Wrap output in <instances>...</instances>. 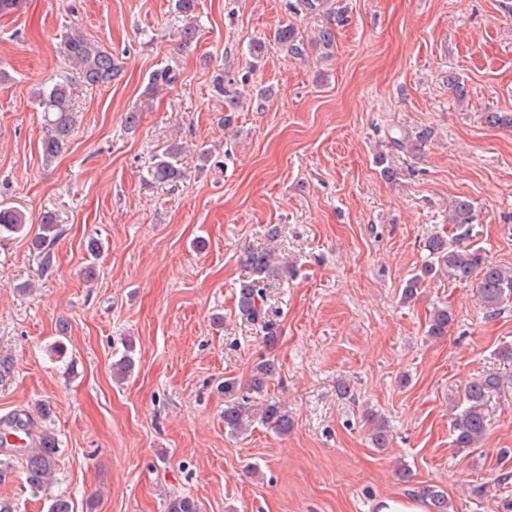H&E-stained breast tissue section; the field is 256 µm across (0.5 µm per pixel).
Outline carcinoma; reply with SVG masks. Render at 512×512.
Returning a JSON list of instances; mask_svg holds the SVG:
<instances>
[{
	"label": "carcinoma",
	"mask_w": 512,
	"mask_h": 512,
	"mask_svg": "<svg viewBox=\"0 0 512 512\" xmlns=\"http://www.w3.org/2000/svg\"><path fill=\"white\" fill-rule=\"evenodd\" d=\"M196 0H175V10L181 17L180 36L189 42L196 31ZM295 11L310 14H324L328 22L318 33L316 45L322 57L329 58L335 53V27L345 20L344 12L331 8L330 0H297ZM276 42L289 57L302 59L308 48L304 38L294 24L280 26L273 34ZM62 53L72 64L75 75L64 76L47 87H41L35 93V99L44 112L45 134L41 140V151L45 161L57 157L71 141L75 129V112L73 110V92L75 84L80 82L88 87L109 85L120 74V67L112 58V52L103 44L88 38L78 30H73L62 40ZM177 80V74L170 68H163L153 73L152 89L169 86ZM217 91L224 96V123H231L229 113L241 105L240 92L222 82L217 83ZM432 137V131L423 128L414 134L405 131L400 136L391 138L393 144L408 153H417ZM182 148L176 144L169 146L154 164L147 170L144 180L157 188L171 189L185 179L182 166ZM379 174L386 180H394L399 175L393 160L387 154L375 157ZM474 206L467 198H459L452 205L449 223L454 234L446 237L442 234L431 235L425 247L427 260L420 272L405 282L404 299L415 297L418 288L426 280L436 275L446 274L458 283L475 282L478 298L484 309L494 315L505 301L512 298V267L494 264L488 261L481 250L473 249L465 242L472 237L474 230ZM29 232L25 215L13 207H0V236L7 234H26ZM62 229L51 212L42 215L38 230L32 237L33 245L42 254V267L48 269L52 252ZM244 265L250 268L251 276L240 284L238 308L242 316L261 326L266 341L273 344L277 340V331L267 316V289L269 281L288 272V266L273 267L266 252L249 251L244 256ZM454 323L453 310L446 304L436 306L427 320V334L433 338L448 335ZM122 350L119 357L112 360V379L116 382L126 380L136 366V347L132 338L121 339ZM275 373L274 362L266 360L253 369L250 389L262 393L270 378ZM504 379L497 373H482L471 377L463 389L464 407L455 414L451 422L453 443L457 448H474L486 437L489 429V417L486 404L490 396L501 391ZM224 391V429L232 436L247 434L258 423L277 434L285 435L292 426L288 412L282 404L272 399L255 402L246 396H237V386L232 380L221 385ZM25 482L35 492L46 491L55 481L57 462L60 455L59 443L54 433L45 428L40 431L37 441L19 449ZM426 504L427 512H455L452 502L444 491L433 485H426L416 490ZM47 512H74L73 501L63 495H53L48 499ZM167 512H204L203 504L190 496L170 499Z\"/></svg>",
	"instance_id": "obj_1"
}]
</instances>
